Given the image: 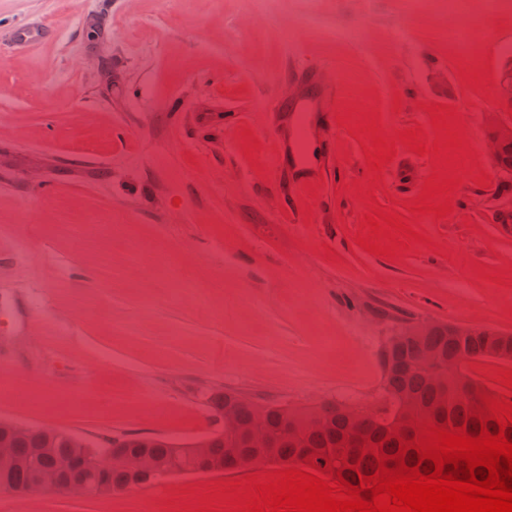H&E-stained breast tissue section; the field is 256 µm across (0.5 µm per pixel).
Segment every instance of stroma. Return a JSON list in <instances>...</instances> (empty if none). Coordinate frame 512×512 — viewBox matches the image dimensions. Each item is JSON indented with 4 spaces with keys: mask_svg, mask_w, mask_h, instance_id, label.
<instances>
[{
    "mask_svg": "<svg viewBox=\"0 0 512 512\" xmlns=\"http://www.w3.org/2000/svg\"><path fill=\"white\" fill-rule=\"evenodd\" d=\"M365 20L343 48L328 26L292 39L297 16ZM52 23L40 45L23 25ZM398 22L408 44L385 47ZM442 21L408 0H0V418L51 423L96 447L125 434L185 444L210 433L211 393L291 407L368 404L380 355L412 322L512 332V288L480 279L512 266V174L485 149L490 95L512 58V21L487 24L485 90L464 85ZM332 66L345 97L376 109L386 132L425 128L430 104L466 99L463 125L488 187L465 178L452 213L414 230L431 244L393 260L355 245L366 204L358 139L303 201L269 166L279 129L269 100L293 96L297 66ZM401 110H394V102ZM260 148L245 157L243 129ZM375 199L408 217L429 157L395 145ZM111 221L109 233L99 222ZM309 288L303 299L294 282ZM178 474L110 497L112 512H161L204 489ZM100 497L0 490V512H99Z\"/></svg>",
    "mask_w": 512,
    "mask_h": 512,
    "instance_id": "1",
    "label": "stroma"
}]
</instances>
